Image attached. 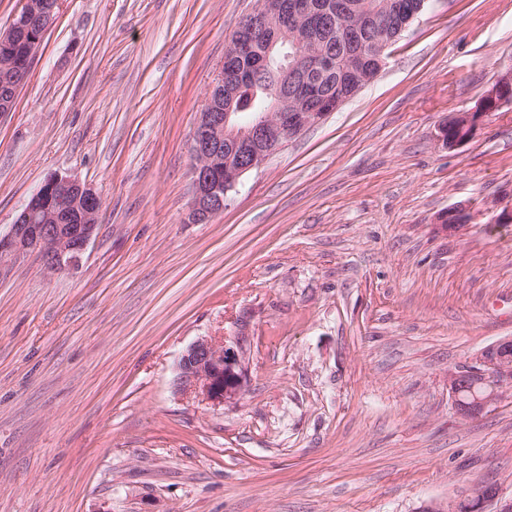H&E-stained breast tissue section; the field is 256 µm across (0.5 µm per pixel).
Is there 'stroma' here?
<instances>
[{
  "label": "stroma",
  "mask_w": 512,
  "mask_h": 512,
  "mask_svg": "<svg viewBox=\"0 0 512 512\" xmlns=\"http://www.w3.org/2000/svg\"><path fill=\"white\" fill-rule=\"evenodd\" d=\"M257 0H63L0 114V232L51 175L102 199L80 265L0 275V512H427L512 498V391L459 420L448 368L512 336V0H427L378 75L188 224L190 137ZM471 216L449 235L439 217ZM202 336L249 383L178 392ZM503 78V75H501L496 83L487 90L474 112H457L449 116L448 120L452 118L459 120V124L463 128V132H466V135L465 137H458L448 141V148L459 147L472 138L487 112H495L502 105L512 102L510 86H504L506 80H503ZM493 507V508H491ZM493 509V510H491ZM430 512H511L512 499H503L497 487L481 484L457 497L446 505L428 509Z\"/></svg>",
  "instance_id": "35a3bbf8"
}]
</instances>
